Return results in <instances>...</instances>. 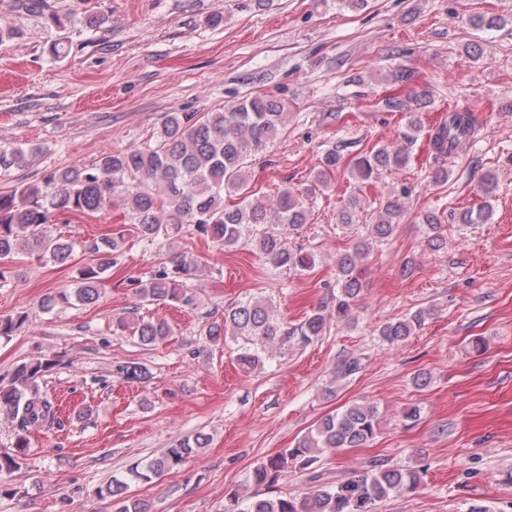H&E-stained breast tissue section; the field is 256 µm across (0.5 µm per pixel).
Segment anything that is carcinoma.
<instances>
[{
  "mask_svg": "<svg viewBox=\"0 0 512 512\" xmlns=\"http://www.w3.org/2000/svg\"><path fill=\"white\" fill-rule=\"evenodd\" d=\"M477 29L503 28L512 25V12L481 14L470 18ZM475 109L448 112V119L428 131L431 150L451 157L459 144L473 137ZM286 105L279 99L257 95L212 112H172L153 133V143L143 147L112 152L81 167L49 170L36 184H21L8 193H0V282L7 281L8 265L16 256L47 258L65 264L75 250L72 239L54 237L48 225L63 216H92L110 207L115 200L124 202L129 223L137 237L152 244L168 240L183 225L195 233L226 248L242 243L244 231L250 230L251 241L274 267L297 272L314 267V257L288 246L285 240L264 228L282 224L296 230L308 223L307 201L329 184L331 174L343 167L358 183L368 182L383 170H403L412 162L411 148L424 123L421 113L411 112L403 133V145L372 147L360 156L345 160V155L331 149L320 158L310 183L303 188L285 185L274 198H253L248 172L252 158L264 153L284 131ZM32 156L19 148H0V170L25 167ZM496 181L486 174L482 182L483 202L475 210L461 214L463 224H484L493 211L492 193ZM360 200L351 196L338 214L343 226L358 223ZM401 216L400 199L388 196L378 203L377 217L368 225L370 235L383 240L390 237ZM428 245L439 248L441 219L437 212L422 214ZM126 229L120 224L103 237L86 244L94 255L91 263L79 268L72 291L47 296L45 309L67 305L76 300H98L108 272L123 255ZM366 245L360 244L338 261L335 304L336 320L349 318L352 305L361 293L358 264ZM203 268L202 258L180 254L161 262L150 275L136 277V295L148 304L195 305V295L186 281ZM429 312L420 309L409 317L383 325L382 342L397 345L425 325ZM119 329L129 328L143 346H153L171 334L169 324L160 319L125 318L116 321ZM326 327L322 309H316L298 327L288 330L273 308L263 300L250 297L224 308L223 321L211 323L206 333L213 343L229 338L240 342L237 362L249 372L262 366L276 351L295 345H307L318 339ZM49 368L42 361L20 364L12 382L0 385V416L12 424V447L0 451V475L11 473L29 448V434L58 419L54 401L41 394L37 379ZM378 429L377 409L368 404H352L323 418L291 448L254 467L248 483L254 493L244 495L232 489L224 496V512H376L379 504L395 494L410 493L421 483L417 469L388 467L374 463L369 468L334 482H318L315 493L288 496L274 493L279 481L290 473L301 474L313 482L325 458L341 448H358L374 438ZM208 444V438L196 435L143 463L131 465L126 475L113 478L97 489L102 497L112 499L115 512H152L150 501L130 495L133 483L149 482L184 466L191 455Z\"/></svg>",
  "mask_w": 512,
  "mask_h": 512,
  "instance_id": "carcinoma-1",
  "label": "carcinoma"
}]
</instances>
